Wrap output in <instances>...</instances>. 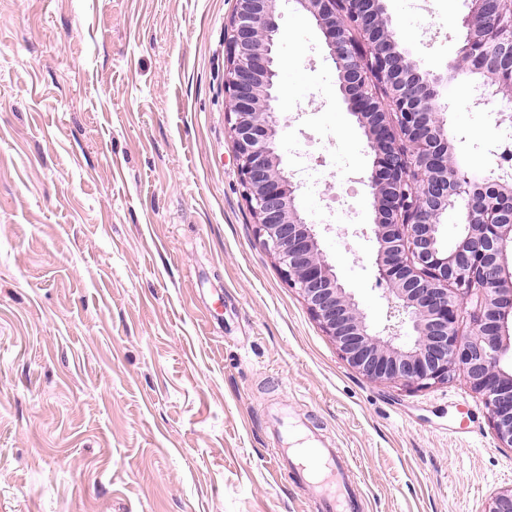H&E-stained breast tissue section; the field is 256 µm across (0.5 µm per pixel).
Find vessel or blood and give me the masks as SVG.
<instances>
[{"label": "vessel or blood", "mask_w": 512, "mask_h": 512, "mask_svg": "<svg viewBox=\"0 0 512 512\" xmlns=\"http://www.w3.org/2000/svg\"><path fill=\"white\" fill-rule=\"evenodd\" d=\"M275 475L291 472L323 512H357L358 480L346 452L332 448L316 436L302 439L300 447L277 449Z\"/></svg>", "instance_id": "vessel-or-blood-1"}]
</instances>
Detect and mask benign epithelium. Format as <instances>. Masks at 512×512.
<instances>
[{
  "label": "benign epithelium",
  "instance_id": "benign-epithelium-1",
  "mask_svg": "<svg viewBox=\"0 0 512 512\" xmlns=\"http://www.w3.org/2000/svg\"><path fill=\"white\" fill-rule=\"evenodd\" d=\"M279 0H236L226 27L224 89L244 196L264 248L307 303L349 366L376 383L429 387L463 373L489 410L502 448L512 449V372L500 366L512 317V174L499 166L485 184L451 160L444 77L424 71L403 48L383 0H294L325 36L349 112L374 156L367 178L375 211L377 280L412 335L376 331L319 248L303 216L300 182L281 167L272 102ZM453 76L483 109L512 91V0H465ZM463 228L442 245L448 216ZM469 316L471 327L459 328ZM487 512H512V487Z\"/></svg>",
  "mask_w": 512,
  "mask_h": 512
}]
</instances>
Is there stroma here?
Masks as SVG:
<instances>
[{
  "instance_id": "obj_1",
  "label": "stroma",
  "mask_w": 512,
  "mask_h": 512,
  "mask_svg": "<svg viewBox=\"0 0 512 512\" xmlns=\"http://www.w3.org/2000/svg\"><path fill=\"white\" fill-rule=\"evenodd\" d=\"M420 67L449 71L464 0H384ZM236 0H0V512H320L275 477L279 410L351 457L362 512H486L512 449L463 374L368 380L260 244L226 119ZM282 164L376 329L373 158L314 19L280 0ZM454 160L476 182L512 96L464 81Z\"/></svg>"
}]
</instances>
